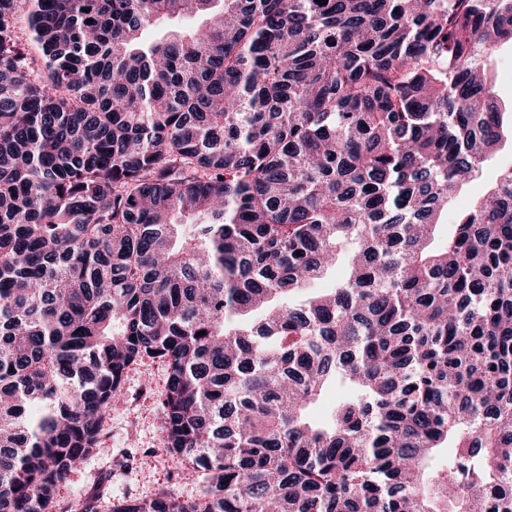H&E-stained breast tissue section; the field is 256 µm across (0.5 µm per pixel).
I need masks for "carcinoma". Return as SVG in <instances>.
<instances>
[{
    "mask_svg": "<svg viewBox=\"0 0 512 512\" xmlns=\"http://www.w3.org/2000/svg\"><path fill=\"white\" fill-rule=\"evenodd\" d=\"M506 41L512 0H0V512L145 355L198 490L111 512H512V165L433 247Z\"/></svg>",
    "mask_w": 512,
    "mask_h": 512,
    "instance_id": "obj_1",
    "label": "carcinoma"
}]
</instances>
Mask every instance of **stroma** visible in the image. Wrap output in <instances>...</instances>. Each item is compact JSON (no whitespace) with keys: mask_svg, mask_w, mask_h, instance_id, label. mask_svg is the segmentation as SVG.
<instances>
[{"mask_svg":"<svg viewBox=\"0 0 512 512\" xmlns=\"http://www.w3.org/2000/svg\"><path fill=\"white\" fill-rule=\"evenodd\" d=\"M509 164L512 147L507 145L495 163L466 186L449 208V217L483 197L498 168ZM166 383L167 367L160 359L145 357L129 368L121 397L107 409L96 447L59 484L56 512H71L76 501L94 494L100 497L98 512H109L117 499H150L163 491L195 495L194 473L168 451L161 421Z\"/></svg>","mask_w":512,"mask_h":512,"instance_id":"obj_1","label":"stroma"}]
</instances>
